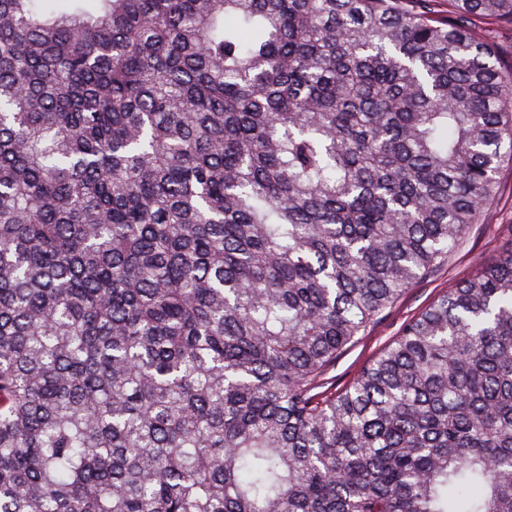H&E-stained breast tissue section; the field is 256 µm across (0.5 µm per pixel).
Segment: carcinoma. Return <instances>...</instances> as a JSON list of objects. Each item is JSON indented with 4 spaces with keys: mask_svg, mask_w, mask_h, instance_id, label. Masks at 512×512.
I'll list each match as a JSON object with an SVG mask.
<instances>
[{
    "mask_svg": "<svg viewBox=\"0 0 512 512\" xmlns=\"http://www.w3.org/2000/svg\"><path fill=\"white\" fill-rule=\"evenodd\" d=\"M0 0V512H512V0ZM499 187L480 224H472L448 255V264L420 279L378 317L364 334L355 336L325 375L324 388L336 393L349 386L362 367L399 336L402 327L469 276L479 264L497 263L512 252V160L504 158Z\"/></svg>",
    "mask_w": 512,
    "mask_h": 512,
    "instance_id": "obj_1",
    "label": "carcinoma"
}]
</instances>
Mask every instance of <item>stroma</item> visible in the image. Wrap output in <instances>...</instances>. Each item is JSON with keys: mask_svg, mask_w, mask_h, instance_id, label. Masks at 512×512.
Wrapping results in <instances>:
<instances>
[{"mask_svg": "<svg viewBox=\"0 0 512 512\" xmlns=\"http://www.w3.org/2000/svg\"><path fill=\"white\" fill-rule=\"evenodd\" d=\"M512 252V160L504 159L499 187L480 223L472 225L448 255L446 265L420 279L378 317L364 334L355 336L325 375L328 389L349 386L362 367L399 336L402 327L469 276L477 266L497 263Z\"/></svg>", "mask_w": 512, "mask_h": 512, "instance_id": "35a3bbf8", "label": "stroma"}]
</instances>
